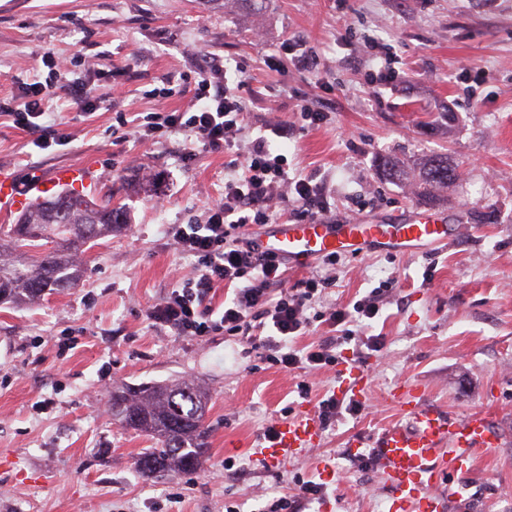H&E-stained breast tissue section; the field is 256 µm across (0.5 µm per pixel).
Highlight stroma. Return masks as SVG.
Returning a JSON list of instances; mask_svg holds the SVG:
<instances>
[{
	"mask_svg": "<svg viewBox=\"0 0 512 512\" xmlns=\"http://www.w3.org/2000/svg\"><path fill=\"white\" fill-rule=\"evenodd\" d=\"M307 52L315 63L295 71ZM207 59L239 70L247 139L289 126L272 146L291 179L324 189L325 221L389 224L430 208L461 229L447 245L341 254L331 296L345 305L386 285L379 318L353 330L385 345L363 352L360 415L283 470L255 454L266 426L300 410L293 375L264 350L177 336L144 316L184 271L174 229L203 222L230 158L182 133L143 145L115 130L185 108ZM51 74L93 84L101 107L76 111L60 93L49 110L71 141L45 150L0 117V170L30 188L56 167L92 165L96 195L123 204L128 224L86 251L76 288L0 304V512H258L298 495L300 477L326 486L301 512H389L380 469L348 443L398 420L390 392L411 382L451 414H490L499 444L477 452L462 495L468 512H512V0H266L259 13L247 0H0V102ZM166 74L172 94L153 96ZM304 105L327 121L305 126ZM432 153L459 166L435 200L383 171V159L410 170ZM182 380L210 397L205 469L145 478L137 459L151 442L112 420L107 396Z\"/></svg>",
	"mask_w": 512,
	"mask_h": 512,
	"instance_id": "obj_1",
	"label": "stroma"
}]
</instances>
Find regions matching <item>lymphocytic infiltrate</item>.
Masks as SVG:
<instances>
[{
    "label": "lymphocytic infiltrate",
    "instance_id": "lymphocytic-infiltrate-1",
    "mask_svg": "<svg viewBox=\"0 0 512 512\" xmlns=\"http://www.w3.org/2000/svg\"><path fill=\"white\" fill-rule=\"evenodd\" d=\"M60 94L49 80L34 79L23 88L17 103L0 102V114L11 117L16 127L37 132L34 145L48 148L64 142L66 134H53L45 123L48 103ZM195 102L184 110L149 112L140 117L132 135L140 143L158 141L183 132L195 147L208 152H233L244 127L246 107L226 68L209 63L195 80ZM269 137L284 138L287 127L273 125ZM269 137L255 140L241 163L240 174L224 182V195L213 203L200 224L178 225L174 248L189 259L188 271L160 301L148 306L146 320L181 336L204 338L223 335L226 342L244 349L264 348L267 357L293 373L300 398L310 399L307 377L336 366L333 339L297 347L298 337L308 335L315 323L335 329L358 320L374 319L381 298L368 294L352 308L327 300L335 278L336 255L321 258V271L296 286L288 284V268L273 254L258 253L249 229L269 223L277 213L284 191L295 194L304 211H327L329 202L318 185L300 179L289 181L284 155L274 153ZM225 290L222 304H215L218 290Z\"/></svg>",
    "mask_w": 512,
    "mask_h": 512
}]
</instances>
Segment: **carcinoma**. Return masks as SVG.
Segmentation results:
<instances>
[{
  "label": "carcinoma",
  "mask_w": 512,
  "mask_h": 512,
  "mask_svg": "<svg viewBox=\"0 0 512 512\" xmlns=\"http://www.w3.org/2000/svg\"><path fill=\"white\" fill-rule=\"evenodd\" d=\"M456 177L457 168L448 166L446 156L418 163V184L425 189L447 187ZM126 222L127 212L113 205L110 195L97 203L65 190L36 201L7 231L8 247L0 244V304L20 306L74 287L83 273L78 256L84 246L112 235ZM107 403L112 420L152 441L153 447L137 461L142 476L204 468L207 394L194 383H141L112 391Z\"/></svg>",
  "instance_id": "obj_1"
}]
</instances>
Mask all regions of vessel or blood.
Listing matches in <instances>:
<instances>
[{
  "instance_id": "vessel-or-blood-1",
  "label": "vessel or blood",
  "mask_w": 512,
  "mask_h": 512,
  "mask_svg": "<svg viewBox=\"0 0 512 512\" xmlns=\"http://www.w3.org/2000/svg\"><path fill=\"white\" fill-rule=\"evenodd\" d=\"M98 183L94 167L62 166L36 185L40 193L65 186L78 193L91 192ZM29 196L10 178L0 174V214L26 208ZM455 237L453 225L443 215L429 214L399 224H361L348 220L333 224L313 220L277 224L257 236L260 250L269 251L291 265H303L334 253H360L391 247L414 249L445 244ZM368 369L342 365L338 371L337 398H360ZM401 418L383 429L372 445L387 485L393 492L391 512H453L462 501L461 487L474 473L477 450L497 445L488 416L482 412L456 416L428 404L419 385L410 384L393 394ZM322 423L311 408L281 423L275 440L258 448L266 466L280 468L318 447Z\"/></svg>"
}]
</instances>
